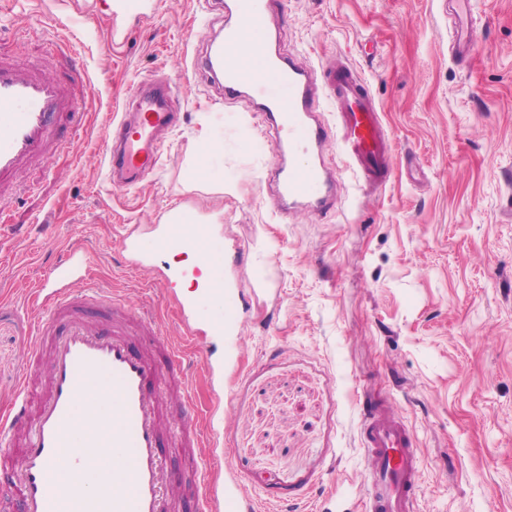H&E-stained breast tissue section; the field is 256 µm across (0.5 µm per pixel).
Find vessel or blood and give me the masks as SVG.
Instances as JSON below:
<instances>
[{"label": "vessel or blood", "instance_id": "b4317fda", "mask_svg": "<svg viewBox=\"0 0 512 512\" xmlns=\"http://www.w3.org/2000/svg\"><path fill=\"white\" fill-rule=\"evenodd\" d=\"M476 8L477 0H448L452 56L465 68L477 37ZM233 9L237 19L225 27L222 43L207 48L205 66L221 71L225 99L248 92L262 101L275 131L271 146L281 159L275 170L279 215L301 208L326 213L341 198V184L321 161L327 138L319 112L325 99L335 108L336 141L349 167L363 187L384 188L393 173L392 146L370 84L344 60L301 68L259 42L252 45L250 61L242 62L237 46L248 31L268 29L269 16L249 8L247 0H235ZM319 82L325 85L321 96L314 92ZM178 95V85L165 79L138 86L112 123L106 144L104 164L113 185L138 188L159 169L165 137L176 124ZM77 111L62 84L38 64L0 57V186L19 180L30 164L47 163L59 143V123ZM298 153L307 155V163H290ZM205 240V231L188 223L180 204L169 207L154 226L149 251L141 250L131 232L120 245L132 268L142 267L149 253L176 248L209 264L213 257ZM91 264L86 252L70 250L37 285L46 308L29 354L38 358L42 347H49V389L35 404L29 387H21L10 409L0 414V452L10 458L9 466L0 468V512H62L71 494L66 479L89 452L112 481L82 499L78 512L175 510L180 480L165 463L161 426L171 385L187 386L184 351L152 329L148 312H132L111 300L102 302L98 325H90L89 301L70 282ZM204 291L225 297L224 315L212 322L214 331L223 333L238 318L237 301L225 296L220 273ZM131 322L150 331L159 357L134 349L126 329ZM359 438L370 512H417V445L403 419L384 402H369ZM197 499L201 512L253 509L238 482L218 485L202 460Z\"/></svg>", "mask_w": 512, "mask_h": 512}]
</instances>
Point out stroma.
Returning a JSON list of instances; mask_svg holds the SVG:
<instances>
[{"instance_id":"stroma-1","label":"stroma","mask_w":512,"mask_h":512,"mask_svg":"<svg viewBox=\"0 0 512 512\" xmlns=\"http://www.w3.org/2000/svg\"><path fill=\"white\" fill-rule=\"evenodd\" d=\"M113 0L76 13L70 0H0V55L38 60L80 113L48 167L0 200V409L29 372L35 329L28 291L65 249L95 260L86 288L154 313L174 341L184 328L151 281L170 254L130 270L124 225L157 223L174 203L215 218L210 250L224 254L226 287L249 293L238 349L211 337L185 372L201 427L218 423L223 450L182 446L187 416L169 396L163 448L183 482L176 512H197L194 456L238 479L255 512H366L358 398L370 391L413 430L418 512H512V0H478L474 65L448 45L447 0H281L277 51L301 66L337 57L369 81L392 140L394 174L361 188L343 154L324 161L344 187L324 215L282 218L266 126L248 97L225 100L203 67L220 36L224 0H144L113 44ZM72 45L51 46L46 24ZM177 81L182 120L157 174L111 186L103 168L110 122L138 83ZM208 176L195 173L206 145ZM223 391L212 410L214 391Z\"/></svg>"}]
</instances>
